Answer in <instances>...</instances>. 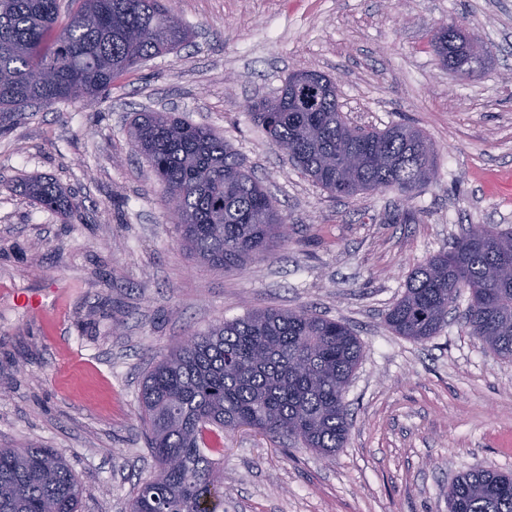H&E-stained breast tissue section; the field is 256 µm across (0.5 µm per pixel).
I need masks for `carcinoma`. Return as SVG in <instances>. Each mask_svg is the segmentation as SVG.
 I'll list each match as a JSON object with an SVG mask.
<instances>
[{"label": "carcinoma", "instance_id": "1", "mask_svg": "<svg viewBox=\"0 0 512 512\" xmlns=\"http://www.w3.org/2000/svg\"><path fill=\"white\" fill-rule=\"evenodd\" d=\"M60 0H0V112L36 104L98 103L112 83L147 59L178 49L190 30L169 25V0H75L66 25ZM440 63L468 74L488 60L452 24L431 39ZM314 91L297 103L290 75L272 99L246 105L271 144L334 198L396 192L409 200L437 177V150L425 132L396 123L383 130L350 125L336 81L309 71ZM129 133L165 203L178 200L182 246L201 264L234 269L288 241V224L244 158L212 128L173 112H136ZM25 193L63 214L76 203L49 179ZM512 228L474 226L448 250L414 268L385 317L397 336L424 342L448 323L449 307L468 291L463 319L492 352L512 360ZM362 345L340 319L307 309L251 311L172 348L147 371L143 426L156 470L134 490L129 512H224L223 481L204 449L216 432L248 426L330 455L349 429L345 393ZM82 487L50 448H0V512H78ZM448 512H512V473L475 470L448 485Z\"/></svg>", "mask_w": 512, "mask_h": 512}]
</instances>
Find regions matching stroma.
Returning <instances> with one entry per match:
<instances>
[{"mask_svg":"<svg viewBox=\"0 0 512 512\" xmlns=\"http://www.w3.org/2000/svg\"><path fill=\"white\" fill-rule=\"evenodd\" d=\"M192 37L112 85L105 102L0 115V448L55 449L80 512H127L154 474L140 427L143 378L190 332L260 309L344 320L362 358L345 394L347 441L323 456L242 427L224 435V512H448V486L512 472V360L450 314L414 342L385 315L408 275L471 224L512 227V0H171ZM457 22L491 59L470 79L430 40ZM334 78L342 112L382 129L413 120L438 151L412 199H332L253 122L294 69ZM166 111L222 136L288 217V240L232 270L179 241L127 133ZM56 182L63 216L20 188ZM36 295L41 313L16 301Z\"/></svg>","mask_w":512,"mask_h":512,"instance_id":"35a3bbf8","label":"stroma"}]
</instances>
